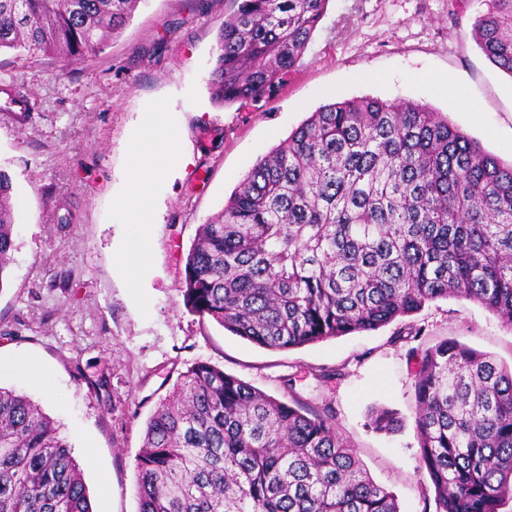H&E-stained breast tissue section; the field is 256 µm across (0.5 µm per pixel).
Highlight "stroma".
Here are the masks:
<instances>
[{"label": "stroma", "instance_id": "stroma-1", "mask_svg": "<svg viewBox=\"0 0 512 512\" xmlns=\"http://www.w3.org/2000/svg\"><path fill=\"white\" fill-rule=\"evenodd\" d=\"M231 0H141L86 61L0 53V86H20L25 118L0 116V168L22 202L0 288V364L36 360L44 382L0 371V386L56 419L82 464L94 512H138L136 458L146 422L178 372L214 364L264 393L332 404L340 433L400 512H435L414 426L410 352L453 339L512 364V329L448 298L366 332L285 352L199 319L184 303L186 254L256 160L318 107L352 98L412 101L512 162V77L472 34L485 0H328L295 70L259 102L214 104L207 81ZM447 76L464 97L439 91ZM177 132L179 163L152 183L154 221L123 200L145 113ZM134 273L122 262L133 245ZM339 370L322 382L319 374ZM297 375L294 391L284 377ZM378 407L404 420L369 426Z\"/></svg>", "mask_w": 512, "mask_h": 512}]
</instances>
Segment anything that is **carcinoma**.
I'll return each instance as SVG.
<instances>
[{
	"label": "carcinoma",
	"mask_w": 512,
	"mask_h": 512,
	"mask_svg": "<svg viewBox=\"0 0 512 512\" xmlns=\"http://www.w3.org/2000/svg\"><path fill=\"white\" fill-rule=\"evenodd\" d=\"M210 73L218 105L257 102L296 68L327 0H233ZM139 0H0V51L79 63ZM474 37L512 77V0H490ZM0 111L28 103L21 90ZM17 209L0 169V288ZM184 303L259 347L287 351L376 330L448 297L512 328V164L426 105L319 107L257 160L199 226ZM414 425L435 512L512 503V366L455 340L413 351ZM402 421L389 408L370 426ZM138 512H399L349 448L328 404L312 409L196 362L148 419ZM0 512H94L82 469L40 405L0 387Z\"/></svg>",
	"instance_id": "cac0c4a2"
}]
</instances>
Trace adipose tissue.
<instances>
[{"mask_svg": "<svg viewBox=\"0 0 512 512\" xmlns=\"http://www.w3.org/2000/svg\"><path fill=\"white\" fill-rule=\"evenodd\" d=\"M164 116L151 112L146 120L134 155L132 177L124 198L125 215L138 223L153 221L151 179L166 170L177 158L176 136L161 132Z\"/></svg>", "mask_w": 512, "mask_h": 512, "instance_id": "adipose-tissue-1", "label": "adipose tissue"}]
</instances>
